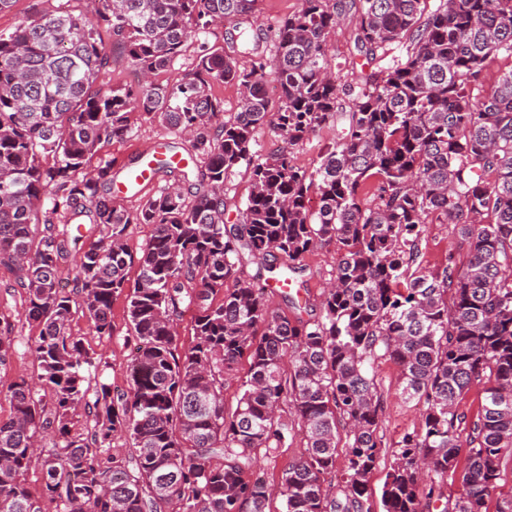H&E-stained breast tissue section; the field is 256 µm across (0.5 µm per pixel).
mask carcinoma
<instances>
[{
    "mask_svg": "<svg viewBox=\"0 0 512 512\" xmlns=\"http://www.w3.org/2000/svg\"><path fill=\"white\" fill-rule=\"evenodd\" d=\"M73 2L0 30V270L38 329L21 346L0 314V368L25 356L38 367L0 389L12 406L0 419V512H266L276 495L281 512H373L385 361L420 420L396 442L383 512H423L424 499L438 512H487L512 455V67L489 90L483 72L512 59V0H301L267 31L243 27L259 0H95L90 16ZM221 22L232 27L223 44L201 41ZM344 24L358 77L328 53ZM193 45L179 84L97 85L116 51L149 78ZM224 82L242 91L237 112L212 93ZM135 111L189 135L192 151L161 144L155 173L181 184L128 211L112 163L88 164L103 143L133 136ZM269 120L280 145L264 155L255 130ZM330 122L342 124L336 141L297 165ZM242 167L251 189L228 224L225 190ZM131 224L153 226L136 253ZM432 224L451 227L465 263L424 265ZM87 232L97 240L85 249ZM331 243L338 258L316 313L300 299L303 261ZM274 283L295 289L280 293L293 315L271 308ZM121 297L133 350L128 386L114 390L92 383L101 356L71 323L112 335ZM192 306L185 346L177 322ZM244 360L229 411L224 381ZM476 385L470 418L458 404ZM296 426L304 452L278 485L251 476ZM118 437L130 457L109 453Z\"/></svg>",
    "mask_w": 512,
    "mask_h": 512,
    "instance_id": "cac0c4a2",
    "label": "carcinoma"
}]
</instances>
